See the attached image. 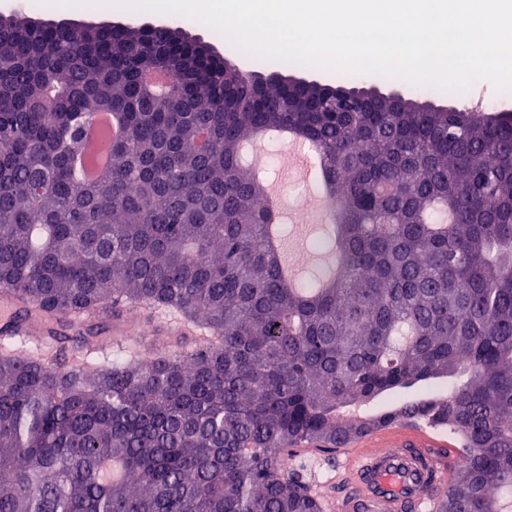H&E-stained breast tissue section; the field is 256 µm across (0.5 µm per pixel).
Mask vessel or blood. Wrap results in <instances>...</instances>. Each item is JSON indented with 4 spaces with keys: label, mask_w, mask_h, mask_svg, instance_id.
<instances>
[{
    "label": "vessel or blood",
    "mask_w": 512,
    "mask_h": 512,
    "mask_svg": "<svg viewBox=\"0 0 512 512\" xmlns=\"http://www.w3.org/2000/svg\"><path fill=\"white\" fill-rule=\"evenodd\" d=\"M55 329L18 292L0 290V337L43 341ZM446 445L428 429L404 422L337 448L333 512H434L433 491L448 482V459L441 453Z\"/></svg>",
    "instance_id": "obj_1"
}]
</instances>
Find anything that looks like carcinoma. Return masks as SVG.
<instances>
[{
  "mask_svg": "<svg viewBox=\"0 0 512 512\" xmlns=\"http://www.w3.org/2000/svg\"><path fill=\"white\" fill-rule=\"evenodd\" d=\"M351 92L260 82L158 26L0 21V289L62 329L110 302L204 330L96 370L0 351V512H323L284 457L401 420L461 437L435 512H512V119ZM100 112L126 136L80 184ZM283 130L320 149L316 248L339 261L296 288L242 155Z\"/></svg>",
  "mask_w": 512,
  "mask_h": 512,
  "instance_id": "carcinoma-1",
  "label": "carcinoma"
}]
</instances>
